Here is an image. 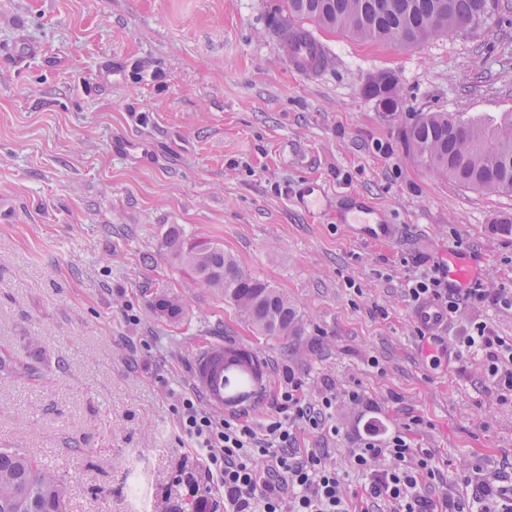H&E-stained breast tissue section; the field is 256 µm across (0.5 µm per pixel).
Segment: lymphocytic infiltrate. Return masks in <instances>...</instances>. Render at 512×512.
Returning a JSON list of instances; mask_svg holds the SVG:
<instances>
[{
    "instance_id": "obj_1",
    "label": "lymphocytic infiltrate",
    "mask_w": 512,
    "mask_h": 512,
    "mask_svg": "<svg viewBox=\"0 0 512 512\" xmlns=\"http://www.w3.org/2000/svg\"><path fill=\"white\" fill-rule=\"evenodd\" d=\"M413 302L434 301L445 314L456 316L464 300H483L480 288L449 294L440 269L413 280ZM464 351L484 353L488 374L501 396H512V344L492 335L486 326L465 337ZM278 418L261 429L217 419L194 395L183 396L179 424L190 440L208 477L224 489V512H351L359 495L388 504V512H422L423 491L435 476L433 455L416 447L404 432L378 440L369 435L351 451V466L365 477L363 492L347 489L344 476L316 452L298 456L294 425L316 430L325 425L333 407L331 397L307 400L302 384L289 381L280 394Z\"/></svg>"
}]
</instances>
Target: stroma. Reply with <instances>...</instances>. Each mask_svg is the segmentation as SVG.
<instances>
[{
	"label": "stroma",
	"instance_id": "stroma-1",
	"mask_svg": "<svg viewBox=\"0 0 512 512\" xmlns=\"http://www.w3.org/2000/svg\"><path fill=\"white\" fill-rule=\"evenodd\" d=\"M279 0H0V356L30 376L0 375V448L37 457L67 512H224V490L178 424L194 355L236 343L266 362L259 395L224 409L265 424L288 376L308 399L334 397L332 431L298 430L351 487L368 417L412 429L438 476L428 512L467 501L483 478L512 480V398L500 399L481 354L431 352L412 319L408 283L444 248L468 251L486 297L465 302L441 340L487 326L512 344V194L435 176L405 141L428 112H512V0L488 25L417 46L314 29L330 61L316 78L288 68L274 32ZM124 82L100 83L109 61ZM399 79L403 108L381 111L369 77ZM152 150L137 164L115 137ZM334 190L336 210L292 201L301 182ZM391 226L370 243L340 223L346 194ZM223 245L288 297L296 336H264L163 245L170 227ZM160 297L176 317L153 311ZM364 403L349 404L347 390Z\"/></svg>",
	"mask_w": 512,
	"mask_h": 512
}]
</instances>
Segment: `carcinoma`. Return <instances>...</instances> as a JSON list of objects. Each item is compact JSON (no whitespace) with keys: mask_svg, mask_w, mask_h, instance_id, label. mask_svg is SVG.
<instances>
[{"mask_svg":"<svg viewBox=\"0 0 512 512\" xmlns=\"http://www.w3.org/2000/svg\"><path fill=\"white\" fill-rule=\"evenodd\" d=\"M487 0H281L276 35L289 44L307 26L341 30L368 42L418 45L435 35L462 34L485 24ZM392 72L364 88L373 98ZM409 148L436 175L459 186L512 193V113L499 119L463 120L428 112L406 134ZM164 246L190 268L199 284L232 304L264 336H295L299 312L283 293L243 269L224 247L188 241L170 228ZM0 512H65L64 491L40 461L0 448Z\"/></svg>","mask_w":512,"mask_h":512,"instance_id":"1","label":"carcinoma"}]
</instances>
